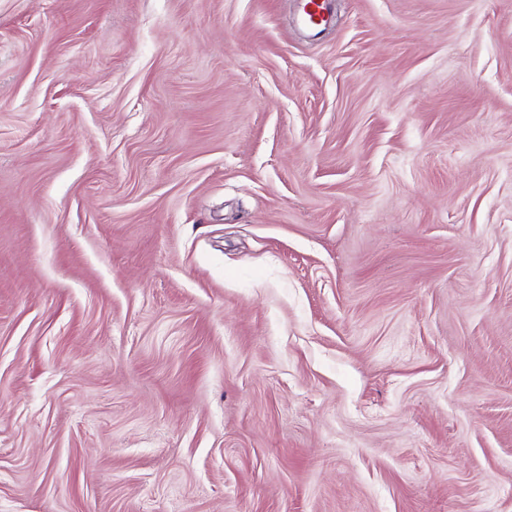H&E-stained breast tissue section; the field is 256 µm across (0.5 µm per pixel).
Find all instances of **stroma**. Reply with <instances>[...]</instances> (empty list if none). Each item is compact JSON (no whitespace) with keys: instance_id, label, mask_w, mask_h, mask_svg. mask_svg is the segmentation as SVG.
Segmentation results:
<instances>
[{"instance_id":"stroma-1","label":"stroma","mask_w":512,"mask_h":512,"mask_svg":"<svg viewBox=\"0 0 512 512\" xmlns=\"http://www.w3.org/2000/svg\"><path fill=\"white\" fill-rule=\"evenodd\" d=\"M0 0V512H512V0ZM329 0H304L299 13V22L314 34H319L328 23Z\"/></svg>"}]
</instances>
